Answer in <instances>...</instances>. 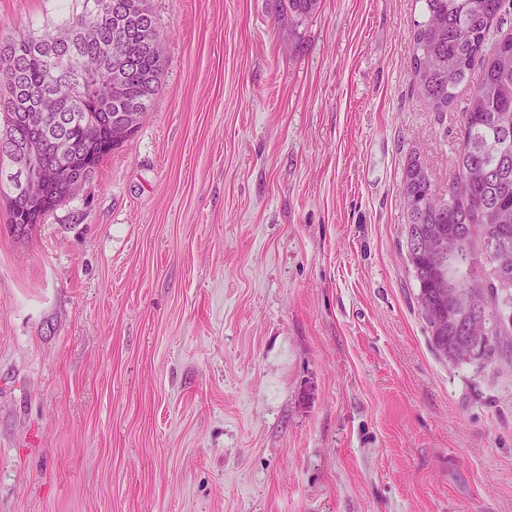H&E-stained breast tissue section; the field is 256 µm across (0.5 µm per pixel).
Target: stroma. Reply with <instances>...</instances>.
I'll return each instance as SVG.
<instances>
[{
    "mask_svg": "<svg viewBox=\"0 0 512 512\" xmlns=\"http://www.w3.org/2000/svg\"><path fill=\"white\" fill-rule=\"evenodd\" d=\"M152 4L135 137L26 236L0 204V512H512V360L436 352L408 259L477 86L421 106L419 0Z\"/></svg>",
    "mask_w": 512,
    "mask_h": 512,
    "instance_id": "stroma-1",
    "label": "stroma"
}]
</instances>
